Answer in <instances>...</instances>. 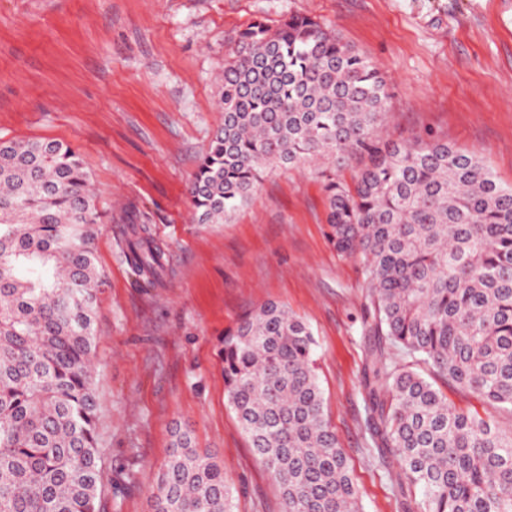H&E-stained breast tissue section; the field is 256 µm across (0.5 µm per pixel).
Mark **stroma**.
Returning <instances> with one entry per match:
<instances>
[{"label": "stroma", "instance_id": "obj_1", "mask_svg": "<svg viewBox=\"0 0 512 512\" xmlns=\"http://www.w3.org/2000/svg\"><path fill=\"white\" fill-rule=\"evenodd\" d=\"M300 13L384 71L383 135L432 134L479 154L512 185V0H0V137L79 151L105 218L93 250L103 512H150L172 431L215 452L234 512H282L224 388L219 348L246 312L274 301L317 341L325 415L353 469L362 512H397L367 443L368 284L326 232L321 168L278 169L221 224H199L187 186L221 122L215 77L254 20ZM146 224L164 249L141 287L123 251Z\"/></svg>", "mask_w": 512, "mask_h": 512}]
</instances>
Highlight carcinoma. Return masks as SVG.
Masks as SVG:
<instances>
[{
    "instance_id": "cac0c4a2",
    "label": "carcinoma",
    "mask_w": 512,
    "mask_h": 512,
    "mask_svg": "<svg viewBox=\"0 0 512 512\" xmlns=\"http://www.w3.org/2000/svg\"><path fill=\"white\" fill-rule=\"evenodd\" d=\"M218 84L222 121L188 188L196 222L224 223L267 168L368 156L351 185L322 177L328 238L369 284L370 447L398 466L399 512H512V432L449 403L418 370L512 410V186L446 141L384 140L380 67L310 17L249 24ZM100 219L71 147L0 139V512H101ZM132 234L124 255L147 288L163 251L149 226ZM315 346L283 305L245 313L222 339L227 402L283 512H360ZM170 448L153 512H234L224 465L188 430L175 428Z\"/></svg>"
}]
</instances>
